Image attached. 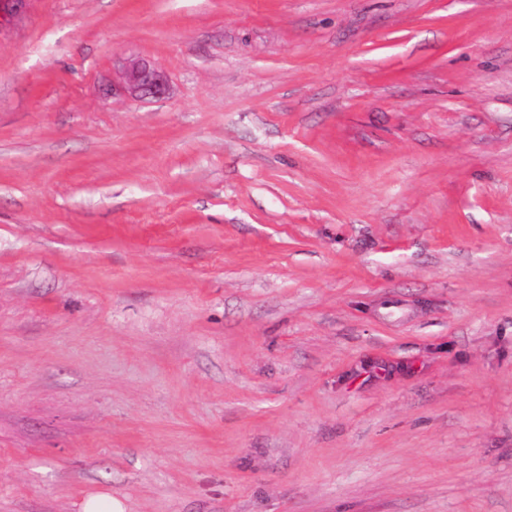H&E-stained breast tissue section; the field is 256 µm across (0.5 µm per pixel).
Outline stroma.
<instances>
[{
    "label": "stroma",
    "instance_id": "35a3bbf8",
    "mask_svg": "<svg viewBox=\"0 0 512 512\" xmlns=\"http://www.w3.org/2000/svg\"><path fill=\"white\" fill-rule=\"evenodd\" d=\"M93 491L512 512V0L0 19V512ZM121 89L139 98H159L166 92L167 80L150 64L135 61L127 68Z\"/></svg>",
    "mask_w": 512,
    "mask_h": 512
}]
</instances>
